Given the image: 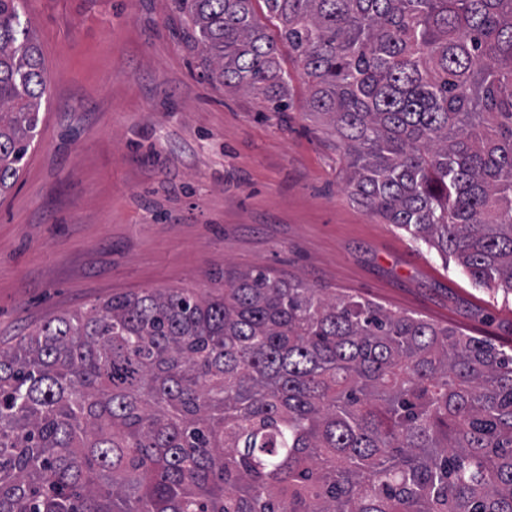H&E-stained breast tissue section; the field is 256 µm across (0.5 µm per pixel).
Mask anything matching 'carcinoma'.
<instances>
[{"instance_id": "1", "label": "carcinoma", "mask_w": 512, "mask_h": 512, "mask_svg": "<svg viewBox=\"0 0 512 512\" xmlns=\"http://www.w3.org/2000/svg\"><path fill=\"white\" fill-rule=\"evenodd\" d=\"M174 4L276 112L288 45L351 195L512 297V0ZM46 90L0 0V195ZM0 512H512V346L261 267L115 295L0 347Z\"/></svg>"}]
</instances>
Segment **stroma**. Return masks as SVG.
Wrapping results in <instances>:
<instances>
[{
    "mask_svg": "<svg viewBox=\"0 0 512 512\" xmlns=\"http://www.w3.org/2000/svg\"><path fill=\"white\" fill-rule=\"evenodd\" d=\"M47 77L24 172L0 199V343L116 294L268 268L512 344V299L350 196L343 149L293 98L201 77L172 0H25Z\"/></svg>",
    "mask_w": 512,
    "mask_h": 512,
    "instance_id": "obj_1",
    "label": "stroma"
}]
</instances>
